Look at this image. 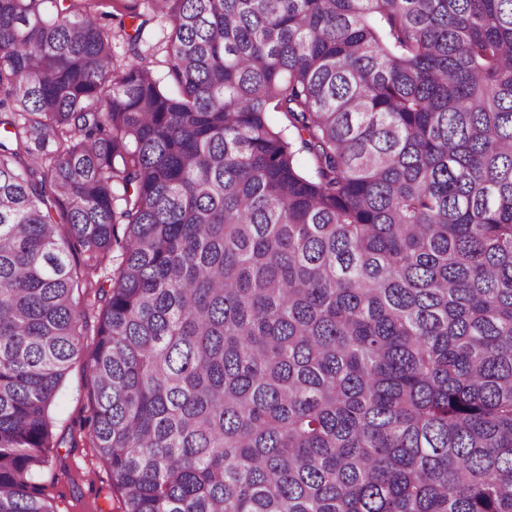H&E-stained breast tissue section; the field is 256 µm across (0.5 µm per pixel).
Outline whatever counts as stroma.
Here are the masks:
<instances>
[{
  "label": "stroma",
  "instance_id": "35a3bbf8",
  "mask_svg": "<svg viewBox=\"0 0 512 512\" xmlns=\"http://www.w3.org/2000/svg\"><path fill=\"white\" fill-rule=\"evenodd\" d=\"M91 376L85 355L70 363L52 406L55 429L62 443L39 474L60 512H110L112 477L95 457L80 426L90 412Z\"/></svg>",
  "mask_w": 512,
  "mask_h": 512
}]
</instances>
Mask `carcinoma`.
<instances>
[{"label":"carcinoma","instance_id":"1","mask_svg":"<svg viewBox=\"0 0 512 512\" xmlns=\"http://www.w3.org/2000/svg\"><path fill=\"white\" fill-rule=\"evenodd\" d=\"M106 2L0 0V512L84 351L115 512H512V0Z\"/></svg>","mask_w":512,"mask_h":512}]
</instances>
